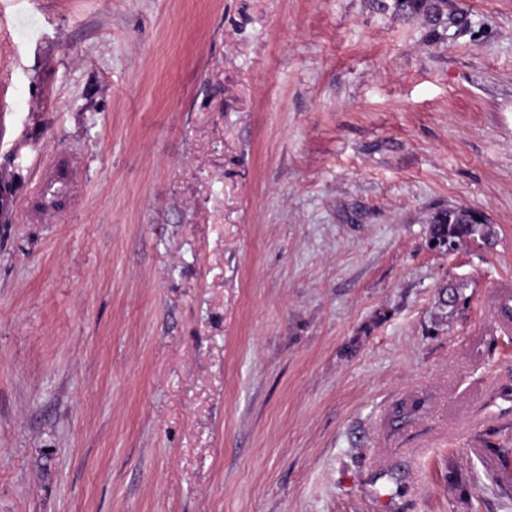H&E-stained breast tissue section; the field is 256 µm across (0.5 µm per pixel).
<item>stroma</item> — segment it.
Listing matches in <instances>:
<instances>
[{
  "instance_id": "35a3bbf8",
  "label": "stroma",
  "mask_w": 512,
  "mask_h": 512,
  "mask_svg": "<svg viewBox=\"0 0 512 512\" xmlns=\"http://www.w3.org/2000/svg\"><path fill=\"white\" fill-rule=\"evenodd\" d=\"M458 3L0 0V512H512V0ZM391 2V3H388ZM451 0H372L378 11L390 12L396 21H418L438 36L439 28H455V34L466 32L471 24L470 14L456 8ZM430 224V241L440 248L445 244L456 248L464 242L478 239L486 243L494 236L493 226L485 216L461 207L438 210Z\"/></svg>"
}]
</instances>
